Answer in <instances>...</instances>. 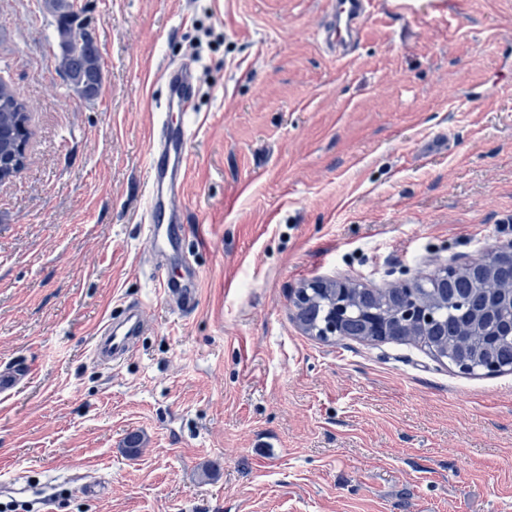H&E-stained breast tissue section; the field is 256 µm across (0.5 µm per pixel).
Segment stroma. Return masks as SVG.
<instances>
[{
    "instance_id": "obj_1",
    "label": "stroma",
    "mask_w": 512,
    "mask_h": 512,
    "mask_svg": "<svg viewBox=\"0 0 512 512\" xmlns=\"http://www.w3.org/2000/svg\"><path fill=\"white\" fill-rule=\"evenodd\" d=\"M74 3L92 101L43 0H0V79L30 109L27 165L0 183V366L31 368L0 394V506L512 512V373L321 340L294 306L309 280L384 289L512 240V0H375L343 60L315 34L327 0ZM179 66L195 134L155 251L149 150L178 124ZM129 305L145 334L101 364ZM44 4L56 21L60 48L56 59L64 79L84 98H96L102 88L103 66L95 30L85 26L78 12L83 28L75 29L71 20L75 14L74 1L45 0ZM172 101L176 102L180 112L186 114L188 108L189 76L182 71H171L168 74Z\"/></svg>"
}]
</instances>
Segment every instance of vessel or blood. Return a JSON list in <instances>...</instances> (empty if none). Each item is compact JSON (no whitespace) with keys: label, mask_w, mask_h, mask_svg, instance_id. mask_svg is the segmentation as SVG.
<instances>
[{"label":"vessel or blood","mask_w":512,"mask_h":512,"mask_svg":"<svg viewBox=\"0 0 512 512\" xmlns=\"http://www.w3.org/2000/svg\"><path fill=\"white\" fill-rule=\"evenodd\" d=\"M373 0H333L332 11L322 25L320 35L326 48L343 59L349 56L360 30L371 15ZM171 97L180 110L188 108L189 77L187 73L172 71L168 74ZM191 136L188 125H181L177 133L162 131L160 148L150 161L152 176L149 183L150 209L148 212L147 240L150 245L163 246L172 240V230L166 214L179 205V193H164V183L172 160L183 158L185 146ZM144 327L142 313H135L120 322H105L96 337L93 353L102 363L114 362L133 346Z\"/></svg>","instance_id":"1"}]
</instances>
